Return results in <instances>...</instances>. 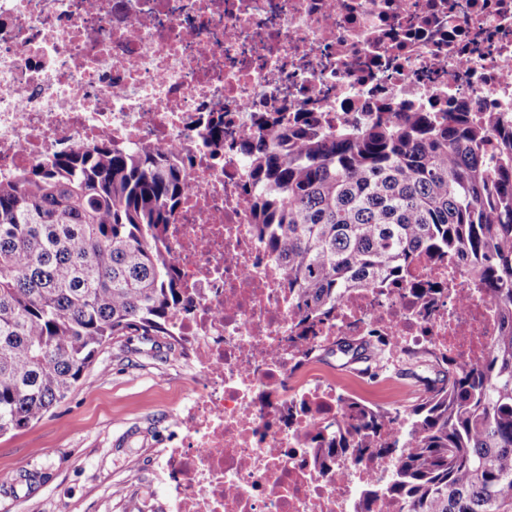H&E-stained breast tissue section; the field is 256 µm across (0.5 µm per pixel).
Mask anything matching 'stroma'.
Listing matches in <instances>:
<instances>
[{"instance_id": "obj_1", "label": "stroma", "mask_w": 512, "mask_h": 512, "mask_svg": "<svg viewBox=\"0 0 512 512\" xmlns=\"http://www.w3.org/2000/svg\"><path fill=\"white\" fill-rule=\"evenodd\" d=\"M344 395L372 407L407 405L413 386L375 387L322 356ZM188 355L125 336L110 344L69 396L38 423L0 436V512H162L161 463L177 443V395L197 389ZM19 477L16 486L8 480Z\"/></svg>"}]
</instances>
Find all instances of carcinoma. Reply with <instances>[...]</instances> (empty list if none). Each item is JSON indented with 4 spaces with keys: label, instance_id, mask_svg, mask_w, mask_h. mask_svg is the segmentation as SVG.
Wrapping results in <instances>:
<instances>
[{
    "label": "carcinoma",
    "instance_id": "carcinoma-1",
    "mask_svg": "<svg viewBox=\"0 0 512 512\" xmlns=\"http://www.w3.org/2000/svg\"><path fill=\"white\" fill-rule=\"evenodd\" d=\"M236 151L250 167L254 225L281 261L313 332L350 290L398 285L420 254L461 256L508 327L481 362L429 349L403 409L342 396L316 459L389 458L399 512H512V128L494 112H379L333 131L290 100L262 112ZM224 144V115L207 122ZM160 151L77 147L0 182V435L41 420L122 336H169L181 288L166 234L186 188ZM428 308L441 288L406 283ZM375 331L340 337L348 362L382 359ZM407 422L403 440L389 433Z\"/></svg>",
    "mask_w": 512,
    "mask_h": 512
}]
</instances>
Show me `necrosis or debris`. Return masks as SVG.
Wrapping results in <instances>:
<instances>
[{"label": "necrosis or debris", "instance_id": "4bbe7bcc", "mask_svg": "<svg viewBox=\"0 0 512 512\" xmlns=\"http://www.w3.org/2000/svg\"><path fill=\"white\" fill-rule=\"evenodd\" d=\"M329 129L377 112H494L512 123V0H0V182L107 139L192 156L168 246L188 290L174 318L201 384L174 416L170 512H354L386 474L373 455L311 464L310 439L340 394L299 374L298 312L280 261L253 228L249 167L210 158L205 115L232 139L286 99ZM409 279L453 288L432 308L407 292H348L316 343L386 336L391 353L486 354L500 320L459 264L417 261ZM304 414L289 417V404Z\"/></svg>", "mask_w": 512, "mask_h": 512}]
</instances>
